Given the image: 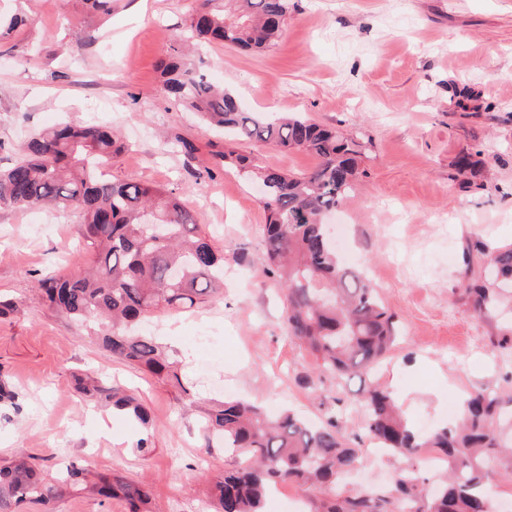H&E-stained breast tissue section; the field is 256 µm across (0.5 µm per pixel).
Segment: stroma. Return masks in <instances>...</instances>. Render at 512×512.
I'll list each match as a JSON object with an SVG mask.
<instances>
[{
	"label": "stroma",
	"instance_id": "1",
	"mask_svg": "<svg viewBox=\"0 0 512 512\" xmlns=\"http://www.w3.org/2000/svg\"><path fill=\"white\" fill-rule=\"evenodd\" d=\"M294 2L266 52L211 43L190 60L244 111L297 113L362 142L354 188L324 222L342 263L365 271L398 319L373 377L413 427L453 425L468 392L512 390V343L500 345L499 317L477 315L462 289L481 252L512 242V0ZM195 6L112 0L105 16L84 0H0L1 13L24 19L0 40V167L30 132L64 119L116 131L125 147L110 179L175 190L224 249L221 292L146 324L175 350L196 402L214 397L208 380L220 376L228 397L313 421L335 415L349 447L370 448L359 379L319 375L286 332L282 285L263 274L258 189L214 167L223 133L164 91L158 61ZM179 136L193 156L177 151ZM235 148L293 175L319 163L256 142ZM464 155L473 172H458ZM90 260L75 215L0 206V294L17 305L0 320V383L15 395L0 404V458L35 456L51 481L63 460L84 459L91 475L146 480L148 512H207L206 488L237 454L204 445L178 387L113 360L42 299L39 277ZM75 373L106 374L136 394L151 428L76 393ZM142 437L149 453L136 448Z\"/></svg>",
	"mask_w": 512,
	"mask_h": 512
}]
</instances>
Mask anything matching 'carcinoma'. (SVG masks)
<instances>
[{"label":"carcinoma","mask_w":512,"mask_h":512,"mask_svg":"<svg viewBox=\"0 0 512 512\" xmlns=\"http://www.w3.org/2000/svg\"><path fill=\"white\" fill-rule=\"evenodd\" d=\"M290 9V0H198L189 28L202 39L262 51L279 40ZM183 52L184 45L175 42L158 63L170 99L238 140L260 141L281 152L306 151L320 159L311 172L293 176L257 167L233 151L215 154L216 165L235 168L261 188L267 212L264 271L278 274L285 288L288 335L315 356L320 374L367 376L398 339L396 315L362 272L339 261L323 223L353 189L362 143L297 114L243 111L230 91L208 82ZM120 149L112 131L95 124L36 132L20 156L0 170V205H53L78 214L95 269L41 278L43 298L74 323H98L102 348L112 357L188 395L178 361L138 324L206 302L224 271V250L199 233L174 192L103 175L101 169ZM463 291L479 315L512 300V246L483 254L479 272ZM74 388L145 427L150 423L144 405L103 379L77 375ZM359 398L363 433L401 461L388 491L336 490L340 477L360 465L361 454L347 446L335 416L311 423L289 409L270 415L253 403L215 400L200 417L201 436L207 442L218 436L224 447L243 455L212 487L215 512H262L267 492L278 483L318 493L311 512H492L490 464L512 460L511 394L476 390L468 394L457 426L426 436L401 417L390 391L365 382ZM425 451L445 467L436 484L419 465ZM86 474L83 461L72 460L56 485L28 457L0 459V512H17L24 503L54 512L61 485H82ZM90 490L103 500L123 501L127 512H146L152 496L147 482L122 476H101Z\"/></svg>","instance_id":"carcinoma-1"}]
</instances>
